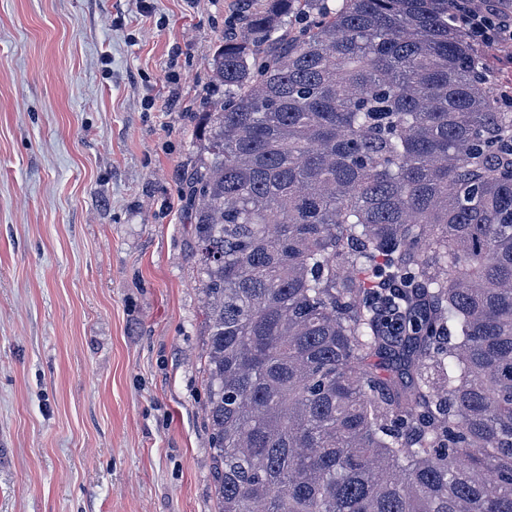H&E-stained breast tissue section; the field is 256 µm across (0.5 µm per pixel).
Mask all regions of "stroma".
<instances>
[{
	"label": "stroma",
	"mask_w": 512,
	"mask_h": 512,
	"mask_svg": "<svg viewBox=\"0 0 512 512\" xmlns=\"http://www.w3.org/2000/svg\"><path fill=\"white\" fill-rule=\"evenodd\" d=\"M241 0H0V512H216L181 181Z\"/></svg>",
	"instance_id": "stroma-1"
}]
</instances>
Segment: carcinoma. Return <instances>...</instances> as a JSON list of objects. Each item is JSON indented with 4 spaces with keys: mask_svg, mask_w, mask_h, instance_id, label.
<instances>
[{
    "mask_svg": "<svg viewBox=\"0 0 512 512\" xmlns=\"http://www.w3.org/2000/svg\"><path fill=\"white\" fill-rule=\"evenodd\" d=\"M454 10L267 0L207 63L218 512H512V112Z\"/></svg>",
    "mask_w": 512,
    "mask_h": 512,
    "instance_id": "carcinoma-1",
    "label": "carcinoma"
}]
</instances>
